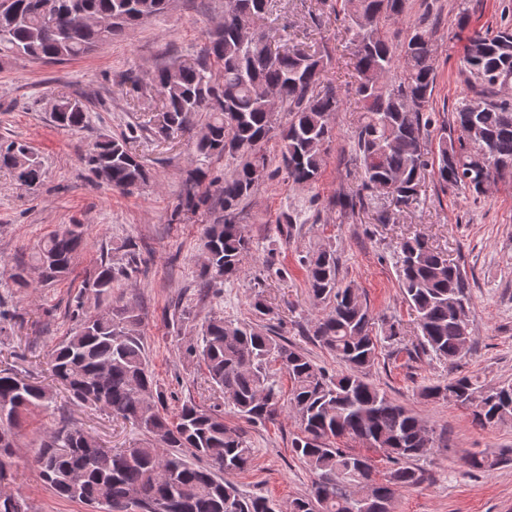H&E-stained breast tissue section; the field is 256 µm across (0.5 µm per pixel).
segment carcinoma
Wrapping results in <instances>:
<instances>
[{
    "label": "carcinoma",
    "mask_w": 512,
    "mask_h": 512,
    "mask_svg": "<svg viewBox=\"0 0 512 512\" xmlns=\"http://www.w3.org/2000/svg\"><path fill=\"white\" fill-rule=\"evenodd\" d=\"M172 0H0V57L23 56L45 62L88 54L125 29L165 13ZM406 0H340L334 9L354 46L356 95L361 121L353 134L356 161L362 169L357 189L332 201L339 212H354L364 193L387 195L399 206L417 198L426 170L443 188L488 193L505 173L512 174V98L476 96L462 101L453 123L468 139L448 138V122L434 112L437 47L427 18L420 19L401 50L388 37V25L405 11ZM272 0H224V23L204 51L190 62H173L148 74L162 96L153 127L169 140L190 130L191 119L204 115L195 134L196 160L229 155L235 168L224 175V215L206 225V253L200 277L209 288L239 277L250 239L238 222L243 204L260 182L256 168H268L264 146L277 142L279 166L294 185L311 186L321 174L324 146L330 141L342 100L322 84L330 63L325 51L287 47L277 33L245 31L243 17L262 20ZM462 63L468 78L487 89L512 82V25L495 32L474 30L465 37ZM278 96L277 111L288 113L280 124L271 116L269 95ZM52 113L57 126L79 131L88 123L84 102L63 97ZM437 127L436 159L428 158L430 128ZM132 137L104 135L83 157L97 183L127 190L145 185L150 171L132 151ZM31 188L43 169L31 149L17 141L0 144V168ZM206 177L194 168L185 182L181 207L196 211L207 202L197 190ZM85 245L83 225L70 224L40 240L31 261L40 282L69 274ZM114 262L102 256L84 288L93 294L94 310L84 297L74 300V327L49 355L50 377L68 393L75 407L94 405L130 423L143 439L127 448H106L77 424L47 429L33 458L42 480L63 499L102 512H277L274 500L240 492L227 476L251 467L254 449L224 423L215 410L191 401L170 415L163 392L149 369L140 333V317L131 304L108 302L112 288L139 271L134 245H122ZM399 288L415 315L416 347L454 364L468 352L469 322L458 309L470 306L468 286L448 256L425 237L405 238L395 249ZM308 294L328 305L312 336L332 353L345 371L330 374L301 350L280 338L275 326L211 316L185 355L205 367L207 380L224 393V403L250 422H265L291 412L300 434L292 453L315 475L309 492L288 504V512H377L374 504L355 499L362 484L376 481L372 460L333 439L365 441L391 464L382 478L384 497L395 501L402 489L419 484L413 466L433 438L418 416L396 403L366 379V370L382 351L402 343L399 321L375 317L351 284L340 277L336 250L321 246L300 260ZM288 376L283 398L278 373ZM429 401L473 408L475 421L487 426L512 418V384L479 392L467 376L421 389ZM52 389L0 369V482L14 455L16 436L27 416L47 409ZM471 470L489 471L500 464L480 453L465 456ZM0 512H28L22 494H0Z\"/></svg>",
    "instance_id": "cac0c4a2"
}]
</instances>
